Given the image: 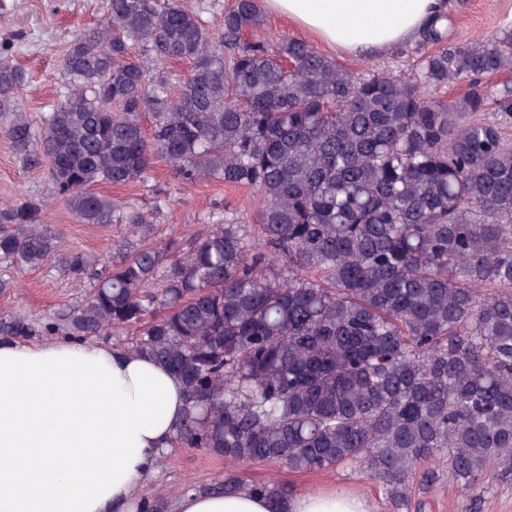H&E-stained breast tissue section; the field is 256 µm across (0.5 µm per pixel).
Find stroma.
<instances>
[{"instance_id": "35a3bbf8", "label": "stroma", "mask_w": 512, "mask_h": 512, "mask_svg": "<svg viewBox=\"0 0 512 512\" xmlns=\"http://www.w3.org/2000/svg\"><path fill=\"white\" fill-rule=\"evenodd\" d=\"M447 34L450 43L466 45L478 39L492 40L512 30V0H446ZM104 13V0H0V62L13 66L24 77L20 102L28 120L40 125L64 92V50L72 36L92 27ZM318 51L339 65L358 73L395 75L414 71L420 62L417 43L401 45L384 55H356L340 48L318 44ZM96 192L113 203H131L152 213L156 239L179 237L206 230L212 216L227 212L246 214L254 207V193L247 188L227 187L204 179L183 186L170 165L154 164L147 179L126 186L96 185ZM166 191L170 203L154 211L157 191ZM28 197L47 202V221L59 231L60 253L81 252L95 260L116 257L127 236L125 228L112 224H82L52 197V187L43 169L25 168L9 142L0 135V206ZM17 284L0 293V312L20 313L34 319H49L62 309L82 302L87 282L74 279L57 263L24 268L15 273ZM235 470L244 481L276 479L292 494L336 491L364 496L371 512H395L390 499L375 483L350 466L321 473H302L268 462L236 465L201 448L172 445L160 450L153 470L133 493L136 505L163 497L167 512H176V502L187 485L212 486ZM409 512H461L470 497L460 486L438 480L432 485L413 484Z\"/></svg>"}]
</instances>
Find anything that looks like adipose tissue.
Masks as SVG:
<instances>
[{"instance_id": "obj_1", "label": "adipose tissue", "mask_w": 512, "mask_h": 512, "mask_svg": "<svg viewBox=\"0 0 512 512\" xmlns=\"http://www.w3.org/2000/svg\"><path fill=\"white\" fill-rule=\"evenodd\" d=\"M327 45L383 54L417 38L440 0H260ZM184 410L157 362L98 342L0 341V512H133L132 494ZM178 512H370L355 494L183 496Z\"/></svg>"}]
</instances>
